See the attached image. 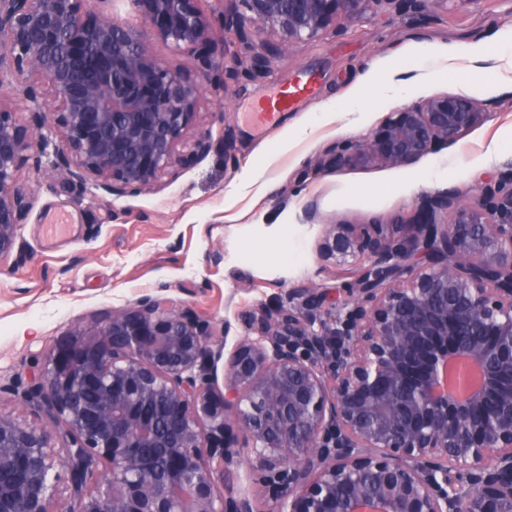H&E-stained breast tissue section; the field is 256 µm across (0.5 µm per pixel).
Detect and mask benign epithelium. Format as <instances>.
<instances>
[{"mask_svg": "<svg viewBox=\"0 0 512 512\" xmlns=\"http://www.w3.org/2000/svg\"><path fill=\"white\" fill-rule=\"evenodd\" d=\"M98 2L0 0V46L58 94L51 109L28 86V128L0 109V263L29 209L18 173L47 134L65 179L115 198L173 172L204 84L228 71L192 75L152 41L238 44L237 67L261 75L378 0H231L218 36L197 0H131L137 25ZM489 117L432 95L320 164L407 168ZM319 252L354 281L253 313L220 396L208 376L224 335L165 296L57 340L20 395L55 432L0 414V512H512V167L467 202L423 198L408 221L326 224ZM243 464L277 479L271 508L224 492Z\"/></svg>", "mask_w": 512, "mask_h": 512, "instance_id": "1", "label": "benign epithelium"}]
</instances>
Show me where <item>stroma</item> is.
I'll return each mask as SVG.
<instances>
[{
	"mask_svg": "<svg viewBox=\"0 0 512 512\" xmlns=\"http://www.w3.org/2000/svg\"><path fill=\"white\" fill-rule=\"evenodd\" d=\"M477 48L480 59L443 66L449 47ZM470 72L476 104L490 119L461 141L413 166L353 162L318 169L332 144L364 136L391 112L376 93L379 79L407 85L404 102L459 94L458 70ZM309 76L317 93L279 113L254 118L259 103ZM29 76L0 67V109L27 126L22 91ZM186 163L152 190L112 198L94 182L62 180L55 148L30 160L19 185L30 202L16 248L0 265V413L46 426L22 407L57 338L144 294H163L214 327L229 325L227 346L245 333L258 307L276 309L309 284L347 287L351 267L319 254L324 225L370 224L409 215L424 194L473 189L512 165V0H434L420 10L380 0L341 29L296 45L270 71L238 72L225 88L206 86ZM308 121L306 135L292 127ZM211 148L190 152L198 134ZM313 218H305V210ZM67 230L47 238L53 221Z\"/></svg>",
	"mask_w": 512,
	"mask_h": 512,
	"instance_id": "stroma-1",
	"label": "stroma"
}]
</instances>
